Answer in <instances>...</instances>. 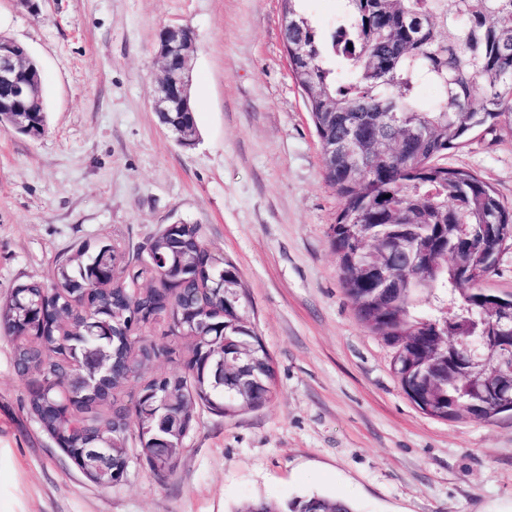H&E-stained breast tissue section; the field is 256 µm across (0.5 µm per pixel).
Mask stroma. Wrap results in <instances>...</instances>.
<instances>
[{
    "label": "stroma",
    "instance_id": "1",
    "mask_svg": "<svg viewBox=\"0 0 512 512\" xmlns=\"http://www.w3.org/2000/svg\"><path fill=\"white\" fill-rule=\"evenodd\" d=\"M166 26L195 37L189 146L152 104ZM0 36L39 65L47 113L40 138L0 130V300L53 284L82 245L133 253L196 224L238 269L275 391L231 419L197 410L173 471L141 458L104 487L30 417L0 337V512H241L311 494L354 512H512V414H424L345 292L329 237L341 201L280 0H0ZM445 161L512 205V126L474 130Z\"/></svg>",
    "mask_w": 512,
    "mask_h": 512
}]
</instances>
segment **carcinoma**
Returning a JSON list of instances; mask_svg holds the SVG:
<instances>
[{"label":"carcinoma","mask_w":512,"mask_h":512,"mask_svg":"<svg viewBox=\"0 0 512 512\" xmlns=\"http://www.w3.org/2000/svg\"><path fill=\"white\" fill-rule=\"evenodd\" d=\"M303 0H281L288 27V60L306 97L317 137L341 141L359 132L371 161L367 171L352 170L342 155L327 157V182L342 200L330 233L336 254L348 260L350 241L383 235V242L410 236L417 251L394 248L383 290L353 278L345 289L359 320L394 349L393 370L402 389L406 373L426 366L447 339L474 340L496 321L483 297L482 283L495 270L480 251L447 259L454 225L504 224L509 235L487 243L501 253L512 242V210L477 175L434 164L472 131L512 125V0H341L331 35L338 67L324 64L316 28L304 14ZM433 84L441 97L419 96ZM483 94L474 101L473 89ZM149 261L130 271L126 252L105 243L72 265L63 259L51 288L37 281L18 285L0 302V329L13 342L15 371L31 378L25 406L72 465L82 469L87 448L112 438L123 447L137 438L153 471L176 466V438L161 431L154 391L166 385L161 373H148L159 356L171 355L135 333L163 322L167 334L187 341L180 383L171 389L170 411L194 427L197 408L234 417L264 405L272 396L236 391L239 364H224V384L214 379L216 359L249 341L251 355L274 382L271 359L246 310L248 295L236 266L202 242L196 225L167 226L145 246ZM140 279L150 282L136 288ZM446 296L462 314L448 326L422 316L421 302ZM97 348L112 373L99 384L64 392L63 385L83 369V353ZM141 381L124 402L127 382ZM472 386L439 381L429 390L432 417L469 416ZM353 512L340 499L295 497L286 508L260 502L243 512Z\"/></svg>","instance_id":"obj_1"}]
</instances>
